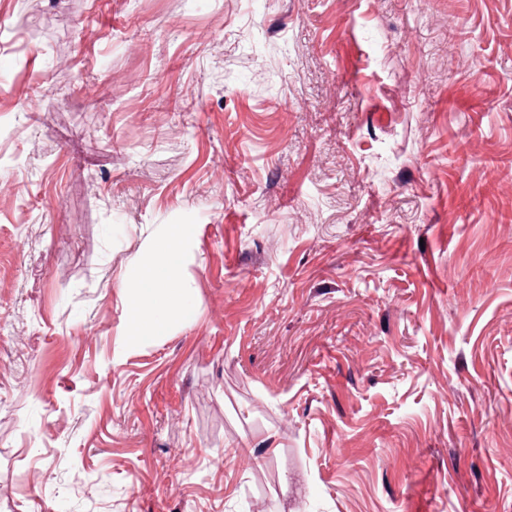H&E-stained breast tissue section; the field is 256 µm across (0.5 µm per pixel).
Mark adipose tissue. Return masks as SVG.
Returning <instances> with one entry per match:
<instances>
[{
    "mask_svg": "<svg viewBox=\"0 0 512 512\" xmlns=\"http://www.w3.org/2000/svg\"><path fill=\"white\" fill-rule=\"evenodd\" d=\"M121 292L127 334L136 341L157 334L166 320L182 317L191 308L190 296L174 273L157 274L151 263L139 276L124 281Z\"/></svg>",
    "mask_w": 512,
    "mask_h": 512,
    "instance_id": "ef3b65f1",
    "label": "adipose tissue"
}]
</instances>
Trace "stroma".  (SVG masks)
Segmentation results:
<instances>
[{
    "label": "stroma",
    "instance_id": "35a3bbf8",
    "mask_svg": "<svg viewBox=\"0 0 512 512\" xmlns=\"http://www.w3.org/2000/svg\"><path fill=\"white\" fill-rule=\"evenodd\" d=\"M250 502L512 512V0H0V512ZM121 292L127 335L134 341L158 334L166 320L180 318L191 308L190 296L173 270L157 275L152 263L146 264L136 278L124 281Z\"/></svg>",
    "mask_w": 512,
    "mask_h": 512
}]
</instances>
